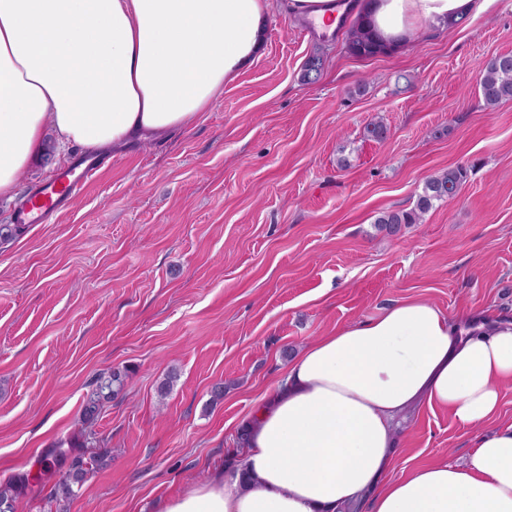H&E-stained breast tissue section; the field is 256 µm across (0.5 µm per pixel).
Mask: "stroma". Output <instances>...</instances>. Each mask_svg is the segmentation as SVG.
<instances>
[{"mask_svg":"<svg viewBox=\"0 0 512 512\" xmlns=\"http://www.w3.org/2000/svg\"><path fill=\"white\" fill-rule=\"evenodd\" d=\"M270 3L262 55L204 118L113 154L66 213L0 241V485L27 477L19 512H58L52 451L79 436L100 373L127 374L92 426L109 456L65 512H154L234 467V424L315 337L407 297L512 314V101L478 90L512 54V0L371 59ZM457 167L421 223L377 228ZM402 428L394 475L469 451L446 411Z\"/></svg>","mask_w":512,"mask_h":512,"instance_id":"stroma-1","label":"stroma"}]
</instances>
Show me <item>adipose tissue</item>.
Segmentation results:
<instances>
[{
	"instance_id": "ef3b65f1",
	"label": "adipose tissue",
	"mask_w": 512,
	"mask_h": 512,
	"mask_svg": "<svg viewBox=\"0 0 512 512\" xmlns=\"http://www.w3.org/2000/svg\"><path fill=\"white\" fill-rule=\"evenodd\" d=\"M496 0H285L332 33L367 13L395 51ZM269 0H0V198L46 133L120 151L199 118L258 58ZM512 319L419 298L318 337L238 424L233 471L163 497L157 512H512ZM472 429L456 462L393 476L399 430L421 404Z\"/></svg>"
}]
</instances>
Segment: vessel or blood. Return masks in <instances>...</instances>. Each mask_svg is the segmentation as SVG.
Listing matches in <instances>:
<instances>
[{"instance_id": "b4317fda", "label": "vessel or blood", "mask_w": 512, "mask_h": 512, "mask_svg": "<svg viewBox=\"0 0 512 512\" xmlns=\"http://www.w3.org/2000/svg\"><path fill=\"white\" fill-rule=\"evenodd\" d=\"M104 165V160H92L86 162L80 171H65L40 184L17 206L14 212L15 223L43 224L60 214L69 207L73 197Z\"/></svg>"}]
</instances>
